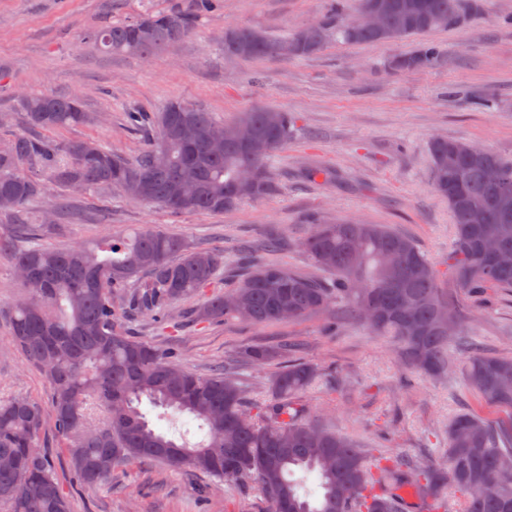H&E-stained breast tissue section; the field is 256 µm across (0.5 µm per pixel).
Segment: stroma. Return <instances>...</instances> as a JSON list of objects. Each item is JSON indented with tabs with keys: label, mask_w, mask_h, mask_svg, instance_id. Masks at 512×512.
Instances as JSON below:
<instances>
[{
	"label": "stroma",
	"mask_w": 512,
	"mask_h": 512,
	"mask_svg": "<svg viewBox=\"0 0 512 512\" xmlns=\"http://www.w3.org/2000/svg\"><path fill=\"white\" fill-rule=\"evenodd\" d=\"M330 0H221L193 35L150 61L115 52L105 56L84 44L85 32L126 20L144 7L185 8L189 0H0V113L10 128H27L16 117L22 92L78 96L96 122L60 132V139L91 138L126 157L142 154L146 133L132 129L127 115L157 112L179 99L229 121L238 112L274 107L295 113L297 131L276 151L272 164L283 188L272 197L246 201L221 215H172L118 190L63 195L49 187L41 205L29 207V223H42L55 200L68 210L45 230L41 244L66 247L80 241L156 225L196 247L224 256L232 269L240 250L258 244L270 225L288 241L272 253L278 261L323 277L300 247L308 217L333 223L357 220L385 224L409 234L435 267L442 285L464 309L463 325L481 348L512 354V292L488 289L476 301L447 277L453 221L446 199L430 186L429 146L434 138L480 145L512 160V0H487L484 13L464 27L429 33L447 51L445 62L417 73H396L387 63L416 51L419 39L371 44L330 42L317 54L285 60L245 61L226 51L220 37L228 27L265 30L278 38L314 24ZM261 82H253L252 73ZM488 100L477 110L472 96ZM323 169L330 179L307 178ZM12 259L0 253V398L29 396L48 404L49 386L8 341V312L22 296ZM197 300L172 306L171 322L126 321L131 335L171 347L189 370L210 374L221 367L240 382L248 403L270 397L274 365L245 361L249 345H297L299 357L325 367L335 383H318L300 395L306 417L353 439L368 457L386 452L413 463L439 462L448 455V423L461 412L492 421L500 415L463 384L460 373L428 378L401 364L389 339L331 313L266 325L239 321L200 324L190 313ZM51 424L39 444L53 460L71 512H269L270 503L253 482L222 480L157 461L119 470L96 490L77 486Z\"/></svg>",
	"instance_id": "obj_1"
}]
</instances>
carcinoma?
<instances>
[{"instance_id": "carcinoma-1", "label": "carcinoma", "mask_w": 512, "mask_h": 512, "mask_svg": "<svg viewBox=\"0 0 512 512\" xmlns=\"http://www.w3.org/2000/svg\"><path fill=\"white\" fill-rule=\"evenodd\" d=\"M210 0H194L184 9H146L86 34L98 51L146 59L190 36ZM382 10L381 28L369 31L344 19L341 0H331L313 25L270 39L248 27L224 29V48H242L245 60L275 57L281 42L293 45L295 57L318 52L330 40L365 44L423 36L468 24L483 13L485 0H359ZM446 59L445 48L423 42L417 51L392 59L398 73L432 69ZM18 105L25 123L49 135L93 120L76 97L22 94ZM158 128L157 140L136 160L106 149L92 139L58 142L9 135V150L0 153V213L22 214L44 198L45 183L24 173L26 166L46 173L64 190L74 183L82 191L116 189L172 214H220L246 200L276 195L282 182L271 159L295 133L297 117L275 108L250 109L223 122L197 105L168 102L157 115L132 116ZM248 125L267 140L253 152L235 139ZM220 130L224 148L209 141ZM93 146V151L86 146ZM166 150L169 162L153 164ZM430 182L448 200L454 224L450 274L457 287L477 298L486 288L512 289V266L491 264L480 249L483 239L512 252V160L456 139L430 145ZM455 162L448 165V155ZM255 171L249 185L243 171ZM498 169L501 179L487 178ZM136 181L140 189L131 192ZM177 184L197 193L184 203L169 201ZM301 242L303 251L333 280L311 278L267 259L244 257L247 272L224 294L206 289L224 270V256L191 246L159 228L110 234L90 244L66 248L38 242L41 224H17L29 241L12 252L15 270L30 279L25 296L9 312V342L42 372L50 388V409L27 396L0 400V508L4 512H70L63 486L38 435L50 416L61 437L74 482L93 489L135 460L165 462L218 479L250 477L268 498L270 512L288 503V512H402L400 491L416 489L422 498L448 490L463 500V512H512V421L508 429L470 413H458L448 425V457L443 466L379 464L370 470L348 437L303 420L295 396L329 377L321 366L288 355L286 350H244L252 363L281 360L272 381V401L252 408L228 373L200 376L181 365L170 350L129 335L120 324L115 292L139 284L138 306L159 323L178 301L201 296L196 321L237 320L253 324L296 320L344 306L354 319L373 309L378 317L366 326L397 346L412 373L441 376L452 363L448 346L468 338L459 302L439 286L441 274L416 242L385 224L317 219ZM461 374L467 388L487 404L512 413V355L476 352L467 355ZM207 426L204 438L191 445L150 426L141 412L143 400ZM317 472L321 493L301 497L294 469Z\"/></svg>"}]
</instances>
